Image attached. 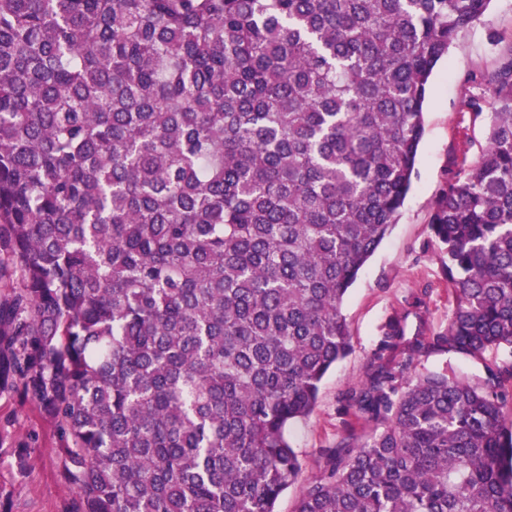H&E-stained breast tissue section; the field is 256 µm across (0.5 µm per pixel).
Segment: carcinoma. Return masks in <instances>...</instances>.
I'll return each instance as SVG.
<instances>
[{
    "label": "carcinoma",
    "mask_w": 512,
    "mask_h": 512,
    "mask_svg": "<svg viewBox=\"0 0 512 512\" xmlns=\"http://www.w3.org/2000/svg\"><path fill=\"white\" fill-rule=\"evenodd\" d=\"M491 0H0V389L51 416L73 512H275L291 424L417 178L424 102ZM435 202L448 351L512 348V48ZM378 357L373 428L294 512H512V411Z\"/></svg>",
    "instance_id": "cac0c4a2"
}]
</instances>
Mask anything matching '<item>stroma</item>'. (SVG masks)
<instances>
[{
    "mask_svg": "<svg viewBox=\"0 0 512 512\" xmlns=\"http://www.w3.org/2000/svg\"><path fill=\"white\" fill-rule=\"evenodd\" d=\"M512 46V0H491L472 26L457 32L430 79L418 176L396 224L361 269L343 305L352 339L350 353L322 383L313 413L290 429L301 454L298 483L280 496L276 512H293L295 501L324 464L325 456L350 434L373 423L349 406L347 397L367 380L392 324L404 342L423 341L410 369L445 372L472 380L495 370L512 389V348L472 357L449 352L442 341L452 302L445 286L446 249L433 235L434 203L462 168L486 145L488 115H475L469 101L489 98L481 77ZM54 420L27 399L21 383L0 391V512H70L76 489L62 467Z\"/></svg>",
    "mask_w": 512,
    "mask_h": 512,
    "instance_id": "stroma-1",
    "label": "stroma"
}]
</instances>
